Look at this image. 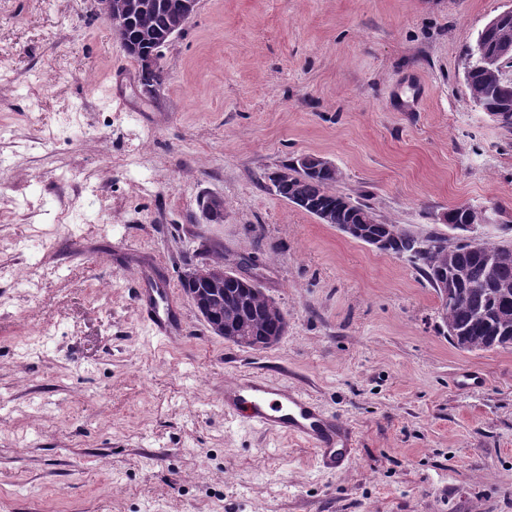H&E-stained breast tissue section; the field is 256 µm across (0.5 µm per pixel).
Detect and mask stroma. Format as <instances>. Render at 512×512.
I'll use <instances>...</instances> for the list:
<instances>
[{"label":"stroma","mask_w":512,"mask_h":512,"mask_svg":"<svg viewBox=\"0 0 512 512\" xmlns=\"http://www.w3.org/2000/svg\"><path fill=\"white\" fill-rule=\"evenodd\" d=\"M512 0H199L136 64L91 0H0V512H512V347L461 350L405 259L269 179L304 155L380 223L512 226V131L475 103L466 50ZM224 200L212 221L199 202ZM246 256L288 318L273 348L213 335L180 276ZM153 274L187 336L160 340ZM477 370V389L455 385ZM251 373L355 431L325 472L301 440L224 412ZM134 297L161 338L175 342L183 337V321L169 288L144 277L134 289Z\"/></svg>","instance_id":"stroma-1"}]
</instances>
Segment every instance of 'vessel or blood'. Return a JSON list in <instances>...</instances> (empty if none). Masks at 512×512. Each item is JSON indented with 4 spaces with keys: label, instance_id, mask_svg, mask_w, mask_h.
<instances>
[{
    "label": "vessel or blood",
    "instance_id": "1",
    "mask_svg": "<svg viewBox=\"0 0 512 512\" xmlns=\"http://www.w3.org/2000/svg\"><path fill=\"white\" fill-rule=\"evenodd\" d=\"M134 297L163 339H181L184 325L169 288L146 277L137 284ZM224 411L257 427L303 438L327 469L341 467L356 452L355 435L348 424L323 413L303 391L271 380L240 377L225 383Z\"/></svg>",
    "mask_w": 512,
    "mask_h": 512
}]
</instances>
